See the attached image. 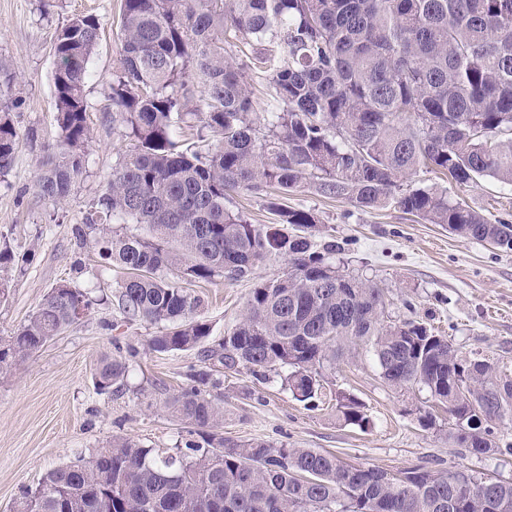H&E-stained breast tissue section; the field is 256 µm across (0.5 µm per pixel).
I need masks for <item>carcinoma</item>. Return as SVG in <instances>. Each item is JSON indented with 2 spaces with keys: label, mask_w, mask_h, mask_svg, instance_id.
<instances>
[{
  "label": "carcinoma",
  "mask_w": 512,
  "mask_h": 512,
  "mask_svg": "<svg viewBox=\"0 0 512 512\" xmlns=\"http://www.w3.org/2000/svg\"><path fill=\"white\" fill-rule=\"evenodd\" d=\"M122 58L112 122L125 150L85 216L99 262L122 270L115 301L160 330L150 350L196 349L181 390L164 402L188 427L184 448L114 437L24 492L18 512H512V480L416 464L390 476L335 454L224 437L225 372L285 383L315 405L321 370L342 348L371 344L384 383L422 385L457 423L448 437L475 456H512L497 425L512 420V380L413 321L387 325L383 289L336 278V241L318 244L310 209L288 206L308 188L362 211L396 206L428 224L512 251V224L489 222L445 190L412 187L425 168L468 185L512 186V0H121ZM101 24L90 14L57 34L53 74L59 129L42 150L39 196L64 203L91 139L85 84ZM243 50L237 59L233 50ZM20 99L0 94V176L13 163ZM192 133L177 135L187 117ZM257 195L273 215L253 224L229 192ZM141 224L143 234L114 225ZM288 272L251 288L239 322L211 340L192 286L253 279L267 257ZM87 293L51 288L27 323L0 337L7 371L79 320ZM128 363L99 358L95 379L119 389ZM339 418L370 426L339 397Z\"/></svg>",
  "instance_id": "obj_1"
}]
</instances>
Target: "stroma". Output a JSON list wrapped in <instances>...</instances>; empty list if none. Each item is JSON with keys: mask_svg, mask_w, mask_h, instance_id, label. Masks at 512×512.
<instances>
[{"mask_svg": "<svg viewBox=\"0 0 512 512\" xmlns=\"http://www.w3.org/2000/svg\"><path fill=\"white\" fill-rule=\"evenodd\" d=\"M119 7L120 0H56L46 9L40 0H0V57L20 73L15 93L22 98L13 113L19 134L13 165L0 178V232L16 254L29 258L24 267L6 274L0 336L26 323L57 283L70 282L91 299L77 324L0 372V512H14L22 493L36 488L48 471L89 455L113 436L156 448L183 445L188 436L162 403L179 391L187 368L198 364L197 351L148 350L156 326L123 318L114 298L119 271L101 270L96 255L79 247L76 237L125 147L109 106L112 73L122 55ZM86 12L96 14L102 25L86 84L93 139L82 177L55 207L34 186L39 146L58 134L54 42L62 27ZM32 130L38 135L34 144L28 139ZM412 183L446 188L449 200L468 204L490 222L512 223V186L489 178L459 186L423 169ZM288 204L317 213L316 242L340 243L342 250L333 258L338 270L383 289L384 323H422L455 348L480 354L512 376V252L458 237L446 225L421 222L394 206L361 211L348 200L327 199L308 189L290 193ZM287 268L285 258L273 256L258 266L254 280L218 279L196 287L204 301L200 315L210 323L213 339L236 324L255 281L280 277ZM128 345L137 354L129 361L124 386L99 391L94 380L98 358ZM322 377L326 396L311 407L294 399L282 372L262 378L244 371L225 374V438L313 448L391 473L421 463L439 471L465 467L484 478L512 477V457H476L449 440L448 410L425 388L386 385L370 345L350 346L323 368ZM341 393L364 403L368 430L339 418L336 397ZM427 413L434 420L429 428L421 425Z\"/></svg>", "mask_w": 512, "mask_h": 512, "instance_id": "35a3bbf8", "label": "stroma"}]
</instances>
